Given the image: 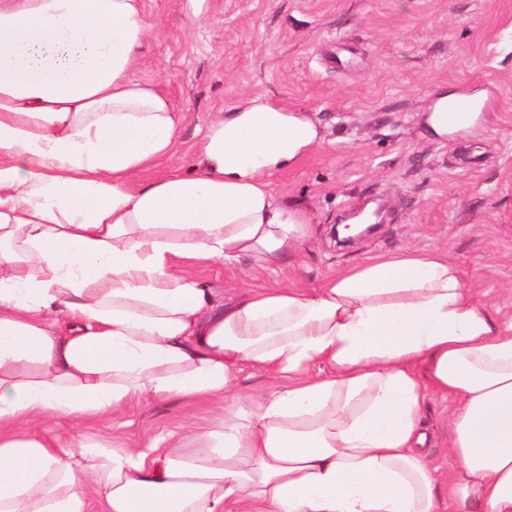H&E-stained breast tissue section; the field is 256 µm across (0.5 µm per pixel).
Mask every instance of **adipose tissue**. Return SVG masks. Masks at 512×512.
<instances>
[{
	"label": "adipose tissue",
	"mask_w": 512,
	"mask_h": 512,
	"mask_svg": "<svg viewBox=\"0 0 512 512\" xmlns=\"http://www.w3.org/2000/svg\"><path fill=\"white\" fill-rule=\"evenodd\" d=\"M142 0H0V512H512V321L447 250L224 303L189 265L276 274L312 236L271 176L320 145L253 104L155 180L181 116L139 78ZM267 392L244 396L245 367ZM450 398L438 473L428 395ZM208 400L209 429L120 451L30 432L130 400Z\"/></svg>",
	"instance_id": "ef3b65f1"
}]
</instances>
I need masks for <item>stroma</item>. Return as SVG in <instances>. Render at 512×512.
Here are the masks:
<instances>
[{
    "label": "stroma",
    "instance_id": "stroma-1",
    "mask_svg": "<svg viewBox=\"0 0 512 512\" xmlns=\"http://www.w3.org/2000/svg\"><path fill=\"white\" fill-rule=\"evenodd\" d=\"M151 31L141 78L182 115L178 147L151 174L188 169L198 131L255 98L308 119L324 138L271 179L309 214L313 238L280 277L250 261L202 262L192 275L218 298L261 287L315 288L369 257L447 249L471 298L512 318V0H143ZM481 93L491 109L465 136L429 139L442 93ZM370 199L374 234L337 245L331 227ZM451 401L431 397L422 423L429 466L452 468ZM219 418L207 402H130L74 423L44 420L42 437L142 448L187 419Z\"/></svg>",
    "mask_w": 512,
    "mask_h": 512
}]
</instances>
